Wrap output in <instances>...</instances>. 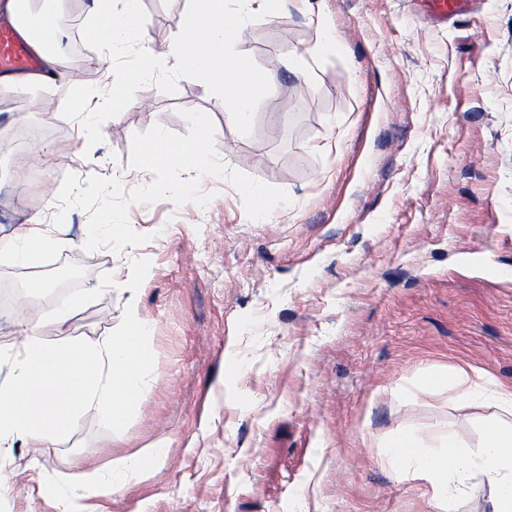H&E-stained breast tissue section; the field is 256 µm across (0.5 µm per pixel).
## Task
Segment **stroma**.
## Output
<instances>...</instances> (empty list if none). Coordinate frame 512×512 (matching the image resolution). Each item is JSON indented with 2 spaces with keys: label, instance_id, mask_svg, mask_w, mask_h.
<instances>
[{
  "label": "stroma",
  "instance_id": "obj_1",
  "mask_svg": "<svg viewBox=\"0 0 512 512\" xmlns=\"http://www.w3.org/2000/svg\"><path fill=\"white\" fill-rule=\"evenodd\" d=\"M142 5L143 47L174 66L188 0ZM237 49L272 85L248 136L184 78L172 94L140 89L87 147L61 109L72 86L113 83L90 48L68 60L81 77L0 96V242L56 212L41 185L16 188L22 129H41L33 146L54 188L70 172L131 189L153 179L130 165L133 133L158 123L184 135L181 110L207 112L219 161L292 199L252 221L232 185L206 177L207 207H130L144 245L85 252L87 215L74 208L35 265L0 260V344L20 343L29 311L55 342L53 311L91 288L67 335H120L133 308L152 358L118 427L89 409L48 452L13 449L29 467L8 474L0 512H63L77 493L57 479L85 462L119 487L88 499L93 512H437L387 444L415 430L437 454L451 432L475 455L496 410L458 408L429 373L512 389V0H471L442 24L416 0H283ZM31 96L50 111H28ZM60 154L76 160L62 168ZM157 442L169 454L150 473H113V459Z\"/></svg>",
  "mask_w": 512,
  "mask_h": 512
}]
</instances>
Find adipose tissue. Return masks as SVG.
I'll return each instance as SVG.
<instances>
[{
  "instance_id": "ef3b65f1",
  "label": "adipose tissue",
  "mask_w": 512,
  "mask_h": 512,
  "mask_svg": "<svg viewBox=\"0 0 512 512\" xmlns=\"http://www.w3.org/2000/svg\"><path fill=\"white\" fill-rule=\"evenodd\" d=\"M41 69L30 75L0 76V94L18 93L62 75V53L34 44ZM55 243L41 217L20 225L12 238L0 244V253L18 266L34 263ZM22 347L0 345V360L11 362L6 380L0 382V471L10 465L4 449L14 446L49 449L75 428L81 413L95 409L100 421L116 425L132 401L142 395L151 371V357L144 341L149 334L145 320L128 314L118 336L95 341L68 337L47 343L35 315L24 316ZM431 386L455 390L460 407L491 402L498 410L487 425L477 458L459 455L456 439L447 442L454 465L440 463L422 448L418 434L406 432L391 443V453L402 459L413 478L427 481L440 512H455L457 492L467 486L472 471H479L492 494L493 512H512V390L471 387L463 371L431 374Z\"/></svg>"
}]
</instances>
